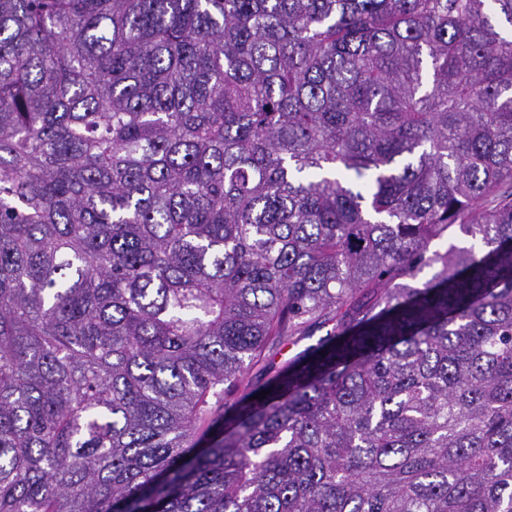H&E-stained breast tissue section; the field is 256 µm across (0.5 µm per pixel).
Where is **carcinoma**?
<instances>
[{"label": "carcinoma", "mask_w": 512, "mask_h": 512, "mask_svg": "<svg viewBox=\"0 0 512 512\" xmlns=\"http://www.w3.org/2000/svg\"><path fill=\"white\" fill-rule=\"evenodd\" d=\"M504 23L0 0V512H512Z\"/></svg>", "instance_id": "obj_1"}]
</instances>
